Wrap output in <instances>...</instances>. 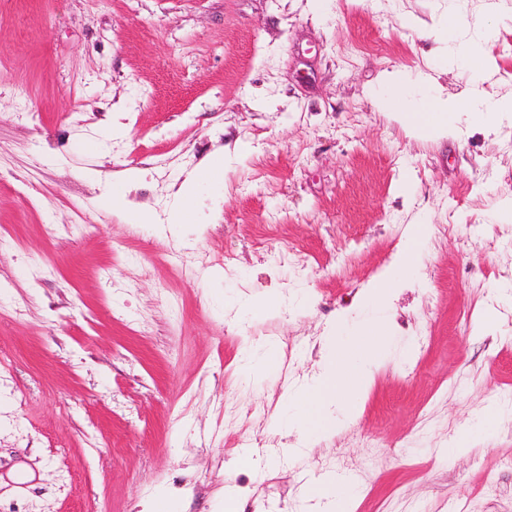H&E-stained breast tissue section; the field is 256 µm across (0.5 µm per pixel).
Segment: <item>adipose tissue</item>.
Wrapping results in <instances>:
<instances>
[{"label": "adipose tissue", "instance_id": "ef3b65f1", "mask_svg": "<svg viewBox=\"0 0 512 512\" xmlns=\"http://www.w3.org/2000/svg\"><path fill=\"white\" fill-rule=\"evenodd\" d=\"M389 111L398 113L403 123L420 136L434 139L455 133L460 123L493 126L497 117L512 112V98L479 101L465 96L457 99L431 98L414 111L406 110L399 94L388 99ZM427 225H412L405 243L392 265L380 278L362 291L358 300L364 320L349 329L339 349L333 352L320 377L311 385L298 389L291 416L277 415L278 428L288 424L302 427L307 434L325 437L335 430V408L353 412L372 382L371 366L385 350L392 328L386 312L395 288L419 269L420 247Z\"/></svg>", "mask_w": 512, "mask_h": 512}]
</instances>
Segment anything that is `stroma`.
<instances>
[{
	"instance_id": "stroma-1",
	"label": "stroma",
	"mask_w": 512,
	"mask_h": 512,
	"mask_svg": "<svg viewBox=\"0 0 512 512\" xmlns=\"http://www.w3.org/2000/svg\"><path fill=\"white\" fill-rule=\"evenodd\" d=\"M511 70L512 0H0V512H141L163 488L180 512L232 489L244 512H317L339 470L353 512H512V414L448 451L512 401V118L426 141L383 108L389 74L414 106L511 93ZM219 153L223 182L170 228ZM131 168L154 223L105 203ZM421 219L357 414L275 433ZM222 169L221 163L212 165L207 169H203L198 174H194L188 179H185L178 190V193L183 201L182 205L173 210L168 218V224H191L194 223L193 211L187 206L186 201L196 195L197 190L202 186L210 185V182L220 177ZM208 170H215L216 175L212 178H205L204 174Z\"/></svg>"
}]
</instances>
